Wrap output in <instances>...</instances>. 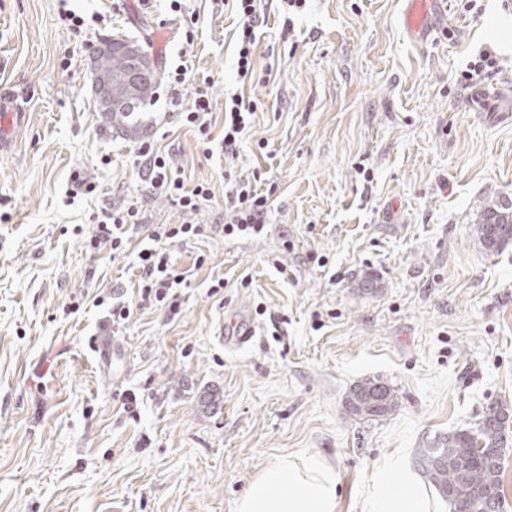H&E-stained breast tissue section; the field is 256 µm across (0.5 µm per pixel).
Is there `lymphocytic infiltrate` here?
Returning <instances> with one entry per match:
<instances>
[{
	"mask_svg": "<svg viewBox=\"0 0 512 512\" xmlns=\"http://www.w3.org/2000/svg\"><path fill=\"white\" fill-rule=\"evenodd\" d=\"M238 18L236 30V73L239 82L252 81L256 73L257 28L259 14L257 0H232ZM192 86L194 97L191 106L180 112L181 122L192 128L203 144H211L212 100L209 78L194 79L189 76L186 66H178L169 72L166 92L171 101H178L184 86ZM256 102L244 101L242 96L231 95L224 103V125L221 147L225 158H235L238 149L249 133ZM139 166L143 180L150 194L169 198L179 208L183 220L178 224H159L147 236L137 252L136 267L139 273L138 296L141 302L171 304L176 296L174 290L180 287L184 277L173 269L166 245L170 242L185 241L203 232L193 217L200 211L203 201L209 200L210 190L203 185L185 188L180 170L173 159L145 145L139 150ZM263 171H254L247 179L234 181L224 197V233L228 236L256 237L263 233L271 211L269 194L263 193L260 184L264 182ZM142 221L137 205L123 209L102 208L96 213V231L90 239L91 247L110 245L114 252H123L127 239L124 228Z\"/></svg>",
	"mask_w": 512,
	"mask_h": 512,
	"instance_id": "f902f5d3",
	"label": "lymphocytic infiltrate"
}]
</instances>
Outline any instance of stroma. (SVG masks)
<instances>
[{"label": "stroma", "mask_w": 512, "mask_h": 512, "mask_svg": "<svg viewBox=\"0 0 512 512\" xmlns=\"http://www.w3.org/2000/svg\"><path fill=\"white\" fill-rule=\"evenodd\" d=\"M181 7L0 0V89L25 114L0 156V512H235L291 453L325 458L337 512H359L390 458L412 465L426 440L512 407V242L491 253L473 235L485 206L512 201V118L483 103L512 83V0H436L422 38L404 0H307L291 15L262 0L259 67L275 79L248 86L230 8ZM117 33L160 75L183 63L212 77L214 117L235 93L262 103L232 161L174 119L155 136L186 187L212 192L202 236L168 247L185 278L174 312L138 304L136 254L181 213L145 192L137 146L103 135L91 89L90 57ZM485 52L497 66L466 80ZM257 167L275 184L269 222L225 235L226 179ZM78 181L95 192L70 197ZM134 201L144 223L125 252L90 248L93 215ZM116 303L131 317L114 330ZM240 309L253 341L220 344ZM94 336L125 351L119 372L96 361ZM377 377L397 411L347 418L350 387Z\"/></svg>", "instance_id": "35a3bbf8"}]
</instances>
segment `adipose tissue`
I'll return each mask as SVG.
<instances>
[{"mask_svg": "<svg viewBox=\"0 0 512 512\" xmlns=\"http://www.w3.org/2000/svg\"><path fill=\"white\" fill-rule=\"evenodd\" d=\"M339 480L316 455L289 454L249 485L236 512H336ZM361 512H442L430 487L400 462L375 476L362 495Z\"/></svg>", "mask_w": 512, "mask_h": 512, "instance_id": "ef3b65f1", "label": "adipose tissue"}]
</instances>
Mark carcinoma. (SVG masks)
I'll list each match as a JSON object with an SVG mask.
<instances>
[{"label":"carcinoma","instance_id":"cac0c4a2","mask_svg":"<svg viewBox=\"0 0 512 512\" xmlns=\"http://www.w3.org/2000/svg\"><path fill=\"white\" fill-rule=\"evenodd\" d=\"M129 40L111 35L97 50L94 65V91L99 111L107 122L122 112H135L149 101L157 88L159 73L151 66L144 80L133 81L132 59L124 47ZM473 232L486 250L497 251L512 240V206L493 203L481 213ZM380 380L358 382L344 400V412L353 419L382 420L398 408L395 390H378ZM512 415L503 404L485 408L476 427L439 434L416 449L415 466L439 495L448 502L451 512H474L491 504L490 512H500L504 504L503 467L490 461L491 452L507 447L509 419Z\"/></svg>","mask_w":512,"mask_h":512}]
</instances>
